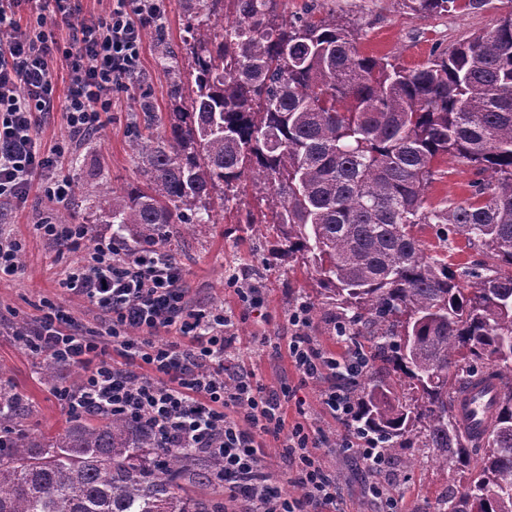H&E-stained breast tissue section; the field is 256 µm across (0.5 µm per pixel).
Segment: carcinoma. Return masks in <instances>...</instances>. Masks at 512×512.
Masks as SVG:
<instances>
[{"label":"carcinoma","instance_id":"cac0c4a2","mask_svg":"<svg viewBox=\"0 0 512 512\" xmlns=\"http://www.w3.org/2000/svg\"><path fill=\"white\" fill-rule=\"evenodd\" d=\"M401 2L420 16L483 4ZM183 4L188 70H169L167 111L135 100L160 132L132 135L143 181L109 190L107 222L167 248L216 223L215 194L226 204L250 184L267 202L269 257L313 268L354 346L405 378L403 396L381 377L351 383L385 458L413 436L470 470L436 512H512V9L409 69L363 54L355 24L331 8L288 17L277 0ZM448 160L477 179L462 201L431 205ZM422 224L450 225L489 262L458 272L425 255ZM478 375L502 391L486 438L471 442L454 402ZM0 405V512H224L187 493L193 450L159 448L119 419L35 435L10 389Z\"/></svg>","mask_w":512,"mask_h":512}]
</instances>
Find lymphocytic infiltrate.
Returning a JSON list of instances; mask_svg holds the SVG:
<instances>
[{
    "mask_svg": "<svg viewBox=\"0 0 512 512\" xmlns=\"http://www.w3.org/2000/svg\"><path fill=\"white\" fill-rule=\"evenodd\" d=\"M78 0H0V205L23 208L32 192L67 201L65 162L74 145L98 134L112 93L141 70L145 31L161 0H115L101 14ZM65 92H58L59 69ZM62 112L66 131L52 146L40 130ZM36 231L69 262L58 274L61 294L95 308L100 326L75 327L62 303L46 301L20 341L40 363L80 369L77 386L53 393L71 417H118L148 430L168 450L192 448L218 459L241 512H337L336 481L317 463L320 441L303 423L287 425L280 398L267 394L235 352L236 317L187 298L184 273L161 248H129L93 235L85 224L41 218ZM288 357L311 380L330 373L323 408L348 429L343 446L371 468L384 456L360 425V407L342 384L365 371L361 355L336 358L315 347L307 304L288 314ZM168 341H159V334ZM285 436L299 496L283 497L263 465L261 441Z\"/></svg>",
    "mask_w": 512,
    "mask_h": 512,
    "instance_id": "1",
    "label": "lymphocytic infiltrate"
}]
</instances>
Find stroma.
<instances>
[{"label":"stroma","mask_w":512,"mask_h":512,"mask_svg":"<svg viewBox=\"0 0 512 512\" xmlns=\"http://www.w3.org/2000/svg\"><path fill=\"white\" fill-rule=\"evenodd\" d=\"M319 4L336 9L359 29L363 52L397 57L405 67L423 63L435 43L451 45L476 31L491 29L498 15L512 9V0H488L479 10H457L432 17H422L403 9L396 0H278L284 14H303L305 8ZM170 76L160 59L154 31H147L143 43L140 74L112 94V110L100 134L78 144L65 172L72 182L97 189L95 200L84 195L71 196L68 205L78 224L93 225L101 236L115 235V226L100 223L105 193L111 188L138 184L141 175L130 149L131 128L136 108L134 97L147 94L156 111H165ZM445 177L426 192L429 204L460 200L467 195V184L474 178L470 167L448 162ZM265 204L254 193L240 194L224 211L219 224L202 225L194 235L182 238L173 254L184 270V286L192 303L199 306L225 305L237 308L233 292L220 288L225 275L235 273L266 289L260 311L236 323V348L246 367L253 370L269 391L290 386L291 393L283 405L287 424L305 421L309 432L321 436L323 443L316 454L326 471L336 477L340 512H382L384 505L369 487L385 485L395 495L398 512H433L437 495L465 482V471L442 463L435 454H420L416 441L404 442L397 450L399 464L381 474L364 469L356 457L341 446L345 428L326 414L319 396L328 380L302 382L288 358L287 344L292 333L288 312L302 301L311 303L307 329L314 345L341 356L345 347L336 338L338 319L327 299L320 294L311 271L269 262L266 258V227L238 223L243 210L261 212ZM49 204L39 195H30L25 208L10 214L14 232L26 241L24 273L13 281L0 282V383L9 385L20 395L30 432L53 434L66 425L68 417L39 375L38 367L24 352L12 334L16 321L31 319L39 303L55 298V274L61 258L34 229L40 217L48 215ZM427 255L461 268L480 262L481 252L457 240L445 245L433 229L420 232ZM307 418H300L299 409Z\"/></svg>","instance_id":"35a3bbf8"}]
</instances>
